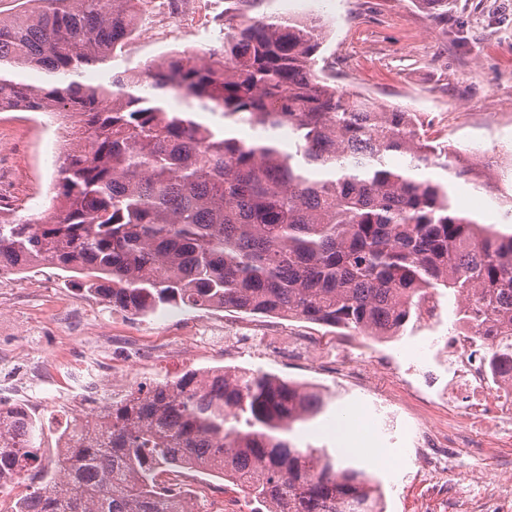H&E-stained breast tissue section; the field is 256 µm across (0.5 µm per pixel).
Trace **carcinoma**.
Returning a JSON list of instances; mask_svg holds the SVG:
<instances>
[{"label":"carcinoma","instance_id":"obj_1","mask_svg":"<svg viewBox=\"0 0 512 512\" xmlns=\"http://www.w3.org/2000/svg\"><path fill=\"white\" fill-rule=\"evenodd\" d=\"M34 2L0 14V110L78 112L83 133L57 166V215L0 220V272L54 266L138 316L222 307L383 338L445 288L475 335L512 324V232L463 214L450 183L425 175L469 181L472 169L413 113L329 82L321 19L255 17L264 0H224V41L208 55L172 52L142 79L87 85L78 77L135 30L137 0ZM415 2L448 24L453 0ZM18 69L51 81L33 87L11 78ZM170 92L186 109L166 107ZM232 124L286 125L293 144L247 143L225 135ZM490 364L512 371V355L496 350ZM326 407L261 369L190 370L112 398L91 439L68 421L52 458L40 415L0 408V494L28 484L11 512H183L159 473L194 469L239 487L255 512H384L365 471L287 438Z\"/></svg>","mask_w":512,"mask_h":512}]
</instances>
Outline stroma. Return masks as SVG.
<instances>
[{
    "instance_id": "stroma-1",
    "label": "stroma",
    "mask_w": 512,
    "mask_h": 512,
    "mask_svg": "<svg viewBox=\"0 0 512 512\" xmlns=\"http://www.w3.org/2000/svg\"><path fill=\"white\" fill-rule=\"evenodd\" d=\"M326 31L322 55L340 88L361 92L378 102L419 113L430 139L463 156L473 152L496 161L494 177L501 187L477 190L454 183L458 206L480 222L507 230L505 209L487 206L488 198L512 189V0H458L441 25L417 9L412 0H332L321 11ZM220 32L203 37L169 23L148 38H131L109 65L94 67L87 83L125 70L144 68L171 51L201 53L219 47ZM0 134L8 149L0 154V191L20 199L6 217L27 224L47 220L62 149H37L18 113L0 112ZM435 319L407 323L392 337L376 339L300 318L245 314L232 309L192 310L159 307L145 318L112 311L102 299L87 295L66 272L41 267L16 275L0 287V331H27L28 343L48 347L57 358L100 362V381L121 394L141 382L173 379L189 370L234 367L263 370L319 388L332 397L325 415L298 426V445L336 447L337 412L362 407L366 420L378 415L377 402L391 400L390 429L377 445L396 467L376 472L385 512H443L441 495L420 472L415 443L417 420L436 428L448 426V415L433 398L448 382V372L423 366L418 355L432 338H446L458 321L450 293L438 298ZM88 308L83 324L86 342L75 343L56 324L71 304ZM183 337V345L157 353L136 370L125 372L113 338L151 344L159 332ZM378 358L382 366L365 379H352L347 359ZM77 384L56 380L51 399L23 394L16 401L42 414L45 441L55 444L56 431L72 416L84 413Z\"/></svg>"
}]
</instances>
